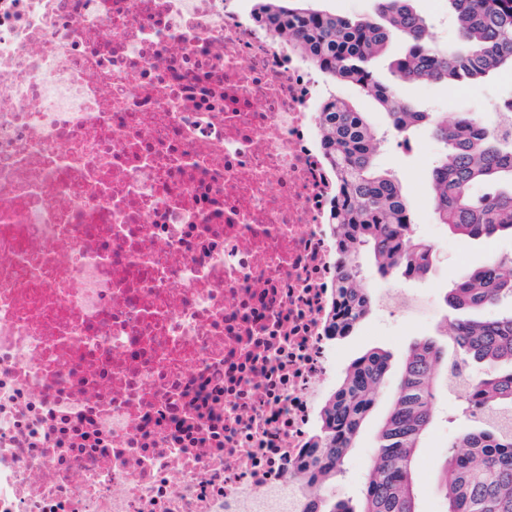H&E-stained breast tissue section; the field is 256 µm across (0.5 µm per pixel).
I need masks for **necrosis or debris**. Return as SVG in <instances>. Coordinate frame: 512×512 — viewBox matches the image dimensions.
<instances>
[{"instance_id": "4bbe7bcc", "label": "necrosis or debris", "mask_w": 512, "mask_h": 512, "mask_svg": "<svg viewBox=\"0 0 512 512\" xmlns=\"http://www.w3.org/2000/svg\"><path fill=\"white\" fill-rule=\"evenodd\" d=\"M325 97L241 0H0V512H308Z\"/></svg>"}]
</instances>
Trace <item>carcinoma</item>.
<instances>
[{
  "mask_svg": "<svg viewBox=\"0 0 512 512\" xmlns=\"http://www.w3.org/2000/svg\"><path fill=\"white\" fill-rule=\"evenodd\" d=\"M305 0H260L256 17L276 37L291 40L327 74L347 80L377 100L399 134L428 122L444 145L430 171L439 223L461 238L490 240L512 235V128L491 130L461 116L453 125L437 121L381 83L372 59L393 33L407 39L396 66L411 82L471 83L499 71H512V0H448L465 47L450 51L427 37L411 0H379L380 19L353 18L314 10ZM322 142L337 170L340 202L331 223L342 230L339 278L342 300L329 326L347 336L370 306L361 288L359 256L374 254L380 275L406 279L428 269L432 247L414 237L413 220L396 179L379 171L373 159L379 138L363 113L341 99L321 108ZM486 188L480 195L475 185ZM512 299V257H492L468 278L454 282L445 303L464 313L450 327V345L426 340L412 346L389 416L375 443L362 509L323 487L341 470L361 422L385 382L387 356L370 351L348 366L341 387L323 406L322 425L303 471L316 489L309 512H417L413 464L420 440L434 419L441 379L462 364H482L461 391L471 426L448 445L441 470L446 512H512V311L488 318L470 313Z\"/></svg>",
  "mask_w": 512,
  "mask_h": 512,
  "instance_id": "obj_1",
  "label": "carcinoma"
}]
</instances>
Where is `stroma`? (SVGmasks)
Here are the masks:
<instances>
[{
	"mask_svg": "<svg viewBox=\"0 0 512 512\" xmlns=\"http://www.w3.org/2000/svg\"><path fill=\"white\" fill-rule=\"evenodd\" d=\"M406 48L401 37H394L376 58L373 67L378 78L396 89L398 94L415 103L421 110L438 113L451 121L461 113H474L482 121L493 123L499 118L494 108L512 92V80L488 77L470 84L412 83L402 81L394 62ZM331 93L351 103L364 113L369 124L384 133L385 141L377 156L381 171L394 175L411 210L415 230L422 239L445 241L444 249L435 251L428 274L420 280L406 281L403 277L378 275L373 258L363 255V286L370 297L387 291L403 289L414 302L407 308L398 299L386 305H372L367 316L355 326L351 336L336 343L338 360L335 382H342L350 362L369 350L379 349L389 356L386 381L372 408L363 419L353 447L349 450L343 470L336 476V496L360 505L366 470L372 457L376 437L393 405L397 385L406 355L414 344L425 338L445 341L446 324L454 313L443 297L451 282L460 280L480 267L489 253L512 255V237L473 240L449 234L439 224L431 202L429 170L441 146L427 128L415 130L409 137L410 150H402L398 139L390 136L391 120L387 111L358 87L335 79L329 80ZM467 421L460 415L457 401L446 389H439L435 398V417L425 434L414 461V495L417 512H445L446 502L437 486V475L449 443L465 428Z\"/></svg>",
	"mask_w": 512,
	"mask_h": 512,
	"instance_id": "obj_1",
	"label": "stroma"
}]
</instances>
